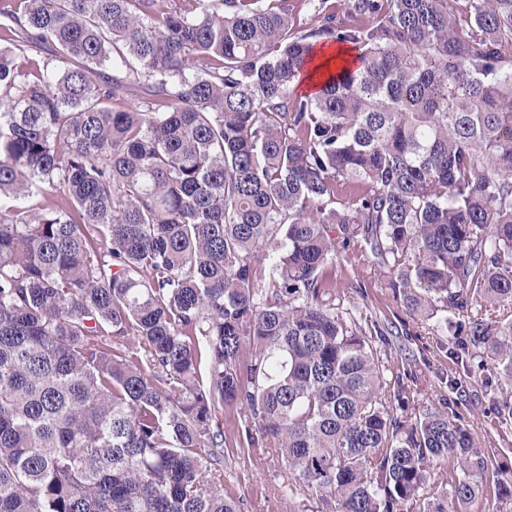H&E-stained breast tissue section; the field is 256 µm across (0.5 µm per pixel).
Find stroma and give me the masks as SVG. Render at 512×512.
I'll return each instance as SVG.
<instances>
[{
    "label": "stroma",
    "instance_id": "stroma-1",
    "mask_svg": "<svg viewBox=\"0 0 512 512\" xmlns=\"http://www.w3.org/2000/svg\"><path fill=\"white\" fill-rule=\"evenodd\" d=\"M336 300L347 319L374 339L387 379L402 377L409 392L408 415L452 402L484 448V494L469 512H512V496L499 484L512 479V426L499 422L494 405L512 395V380L489 378L453 354L454 343L431 324L407 315L386 286V272L359 246H351L333 273ZM245 411L225 407L224 493L244 501L243 512H332L333 505L295 481L272 440H240Z\"/></svg>",
    "mask_w": 512,
    "mask_h": 512
}]
</instances>
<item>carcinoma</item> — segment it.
<instances>
[{"mask_svg": "<svg viewBox=\"0 0 512 512\" xmlns=\"http://www.w3.org/2000/svg\"><path fill=\"white\" fill-rule=\"evenodd\" d=\"M318 13L296 36L286 0L0 7V512H242L226 405L334 512H404L441 462L451 512L483 495L468 426L403 420L331 269L363 242L512 377V318L476 308L512 299V0ZM329 42L359 64L297 93Z\"/></svg>", "mask_w": 512, "mask_h": 512, "instance_id": "cac0c4a2", "label": "carcinoma"}]
</instances>
